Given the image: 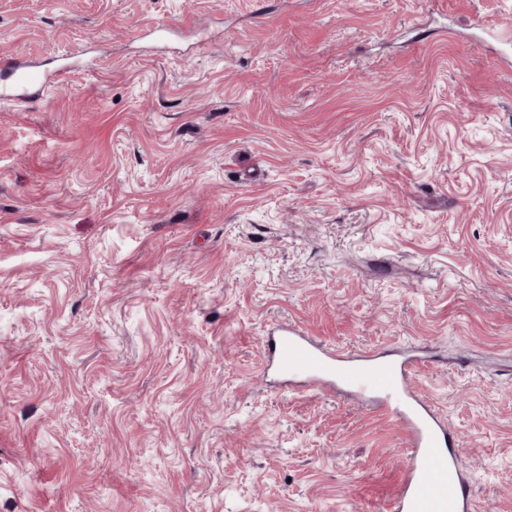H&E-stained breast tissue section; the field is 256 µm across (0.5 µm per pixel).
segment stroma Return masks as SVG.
<instances>
[{
  "instance_id": "stroma-1",
  "label": "stroma",
  "mask_w": 512,
  "mask_h": 512,
  "mask_svg": "<svg viewBox=\"0 0 512 512\" xmlns=\"http://www.w3.org/2000/svg\"><path fill=\"white\" fill-rule=\"evenodd\" d=\"M512 0H0V512H384L374 398L268 328L393 358L512 512ZM78 59L71 56L70 61L64 63L52 74L43 72L37 65L20 67L11 60H2L0 70L4 77L11 78V83L0 88V102L15 105L39 96L53 79L66 77L71 70L70 65Z\"/></svg>"
}]
</instances>
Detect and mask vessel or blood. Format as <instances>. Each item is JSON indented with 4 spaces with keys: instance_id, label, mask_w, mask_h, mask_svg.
<instances>
[{
    "instance_id": "b4317fda",
    "label": "vessel or blood",
    "mask_w": 512,
    "mask_h": 512,
    "mask_svg": "<svg viewBox=\"0 0 512 512\" xmlns=\"http://www.w3.org/2000/svg\"><path fill=\"white\" fill-rule=\"evenodd\" d=\"M70 64L55 74L38 66L0 62V74L9 78L0 88V102L19 104L40 95L53 78L66 77ZM269 368L285 378L305 376L358 395L380 398L404 433L407 462L402 479L386 503V512H477L466 473L457 462V444L444 420L423 401L412 384L422 367L418 357L382 361L367 354H348L319 343L296 324L278 326L265 338Z\"/></svg>"
}]
</instances>
